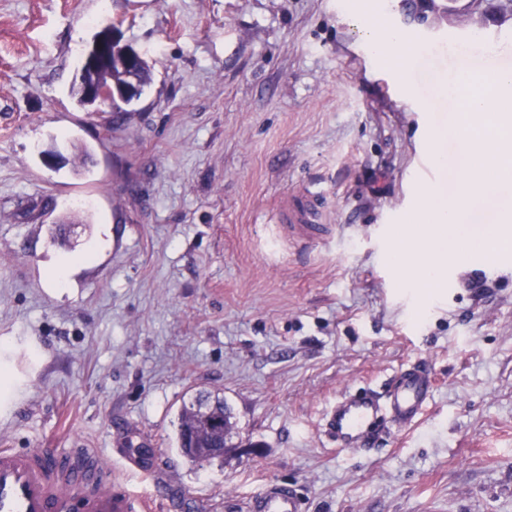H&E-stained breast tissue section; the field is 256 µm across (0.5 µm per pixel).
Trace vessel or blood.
I'll use <instances>...</instances> for the list:
<instances>
[{
    "instance_id": "1",
    "label": "vessel or blood",
    "mask_w": 512,
    "mask_h": 512,
    "mask_svg": "<svg viewBox=\"0 0 512 512\" xmlns=\"http://www.w3.org/2000/svg\"><path fill=\"white\" fill-rule=\"evenodd\" d=\"M435 384L432 367L415 361L385 380L381 390L343 392L324 415V433L342 449L376 447L388 428L419 421ZM151 472L134 458L112 467L95 448L52 456L43 448H0V512H155L156 494L133 493L125 480L129 473ZM242 512H301V506L293 487L270 482Z\"/></svg>"
}]
</instances>
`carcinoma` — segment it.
<instances>
[{
	"label": "carcinoma",
	"instance_id": "cac0c4a2",
	"mask_svg": "<svg viewBox=\"0 0 512 512\" xmlns=\"http://www.w3.org/2000/svg\"><path fill=\"white\" fill-rule=\"evenodd\" d=\"M134 75L136 83L140 88H145L151 82V70L148 63L141 59L136 68L127 69L125 62L120 57L112 58V71L100 75L103 81H112V111H121V105H130L133 97L125 96V88L130 84L129 75ZM93 81L92 75L79 67L74 81L71 85V95L78 105H86L87 87ZM212 414L215 417L226 419L227 431H232L234 423L232 412L224 403V399L218 397L213 401L208 399H197L190 403L183 404L178 417L177 442L181 453L192 461H199L217 457L216 453L201 454L192 449L193 445L203 447L211 441L215 430L206 427V416Z\"/></svg>",
	"mask_w": 512,
	"mask_h": 512
}]
</instances>
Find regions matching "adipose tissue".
Segmentation results:
<instances>
[{"label":"adipose tissue","mask_w":512,"mask_h":512,"mask_svg":"<svg viewBox=\"0 0 512 512\" xmlns=\"http://www.w3.org/2000/svg\"><path fill=\"white\" fill-rule=\"evenodd\" d=\"M347 13L362 41L380 62L393 67L402 75L418 64L423 52L422 46L411 41L404 32L369 14L363 0H350Z\"/></svg>","instance_id":"1"}]
</instances>
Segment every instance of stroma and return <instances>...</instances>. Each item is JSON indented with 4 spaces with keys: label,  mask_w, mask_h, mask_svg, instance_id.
Masks as SVG:
<instances>
[{
    "label": "stroma",
    "mask_w": 512,
    "mask_h": 512,
    "mask_svg": "<svg viewBox=\"0 0 512 512\" xmlns=\"http://www.w3.org/2000/svg\"><path fill=\"white\" fill-rule=\"evenodd\" d=\"M346 2L0 0V359L19 380L0 448L115 466L141 449L154 478L128 483L159 489L162 512H241L269 481L302 512H512V266L475 252L426 300L392 261L432 197L416 172L433 128L465 153L437 89L467 56L448 37L512 68V15L370 0L426 47L402 77ZM110 23L152 68L120 113L69 93ZM315 194L331 231L277 224ZM417 360L437 378L420 422L371 452L329 448L337 394ZM200 393L230 407L233 449L193 463L176 433Z\"/></svg>",
    "instance_id": "stroma-1"
}]
</instances>
